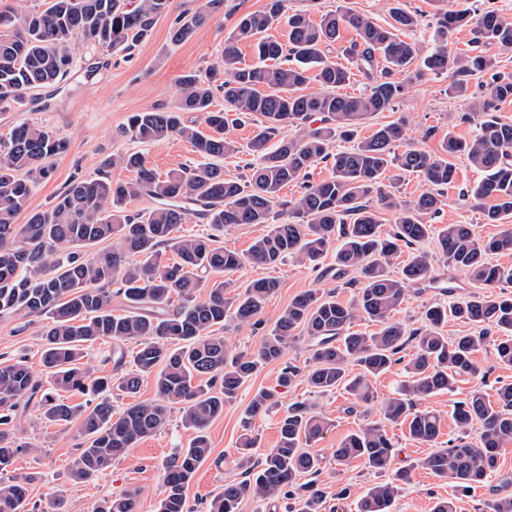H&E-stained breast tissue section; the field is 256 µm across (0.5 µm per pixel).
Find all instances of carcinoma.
I'll return each mask as SVG.
<instances>
[{
  "mask_svg": "<svg viewBox=\"0 0 512 512\" xmlns=\"http://www.w3.org/2000/svg\"><path fill=\"white\" fill-rule=\"evenodd\" d=\"M391 3L387 26L355 10L339 6L311 17L316 0H267L263 10L238 17L224 41L220 61L203 74L179 76L180 96L169 109L136 112L128 119L126 136L142 143L178 137L204 159L159 175L136 151L102 166L120 165L132 173L126 181L106 176L71 180L48 208L31 211L23 224L33 190L51 174V160L67 151L68 141L28 122L0 136V315L45 318L40 335L42 373L57 396L42 392L23 360L0 362V471L12 465L26 446L18 443L16 423L30 406L44 409L48 420L77 426L82 442L70 463L75 480L97 478L114 460L140 440L166 428L171 410L179 408L182 426L191 432L186 447L163 464V493L156 512H191L187 491L199 466L211 454L207 430L233 398L263 366L279 360L288 345L305 336L309 365L305 377L320 392L342 387L354 403L372 398L370 378L401 361L406 345L413 353L405 365L409 385L388 398L380 419L346 435L333 452L339 465L362 459L371 470H389L394 444L386 424L407 425L420 444L438 438L439 415L421 400L452 391L463 374L476 370L474 356L490 329L505 333L495 342L498 364L512 367V297L493 291L512 281V267L490 257L512 250V230L482 238L469 224H432L442 205L441 190L454 182L450 159L465 158L485 173L468 193L489 200L486 224L512 219V123L496 118L479 123L474 137L448 135L433 151L407 145L403 124H383L364 139L363 121L393 109L406 90L416 44L399 32L423 25L422 14ZM173 0H47L45 8L0 11V105L19 101L33 90L52 86L73 67L71 42L81 37L112 53H128L146 41L156 23L172 11ZM224 0H207L204 9L176 17L170 30L175 44L194 37ZM285 20L286 42L267 34ZM471 21L464 10L437 9L435 46L415 72L448 74V90L468 96V78H483L474 95L486 111L512 100V75L496 70L491 49L512 51V17L485 8L475 21L476 48L448 50V33ZM350 29L355 38L343 47L349 66L329 59V49ZM247 42L258 62H243L238 43ZM365 80L358 95L342 96L336 88L355 75ZM402 79H397V76ZM316 92L303 94L310 81ZM221 95L224 106L216 107ZM197 113L207 127L202 132L188 114ZM286 124L300 129L279 137ZM253 127L242 145L230 137L241 126ZM352 143L333 150L335 141ZM244 154L248 174L230 176L219 161ZM328 163L332 175L308 182L309 170ZM394 172L392 178L386 173ZM420 177L427 189L417 198L400 201L395 186L405 175ZM290 183L301 185L293 204L280 198ZM145 199L151 206L130 214L128 201ZM395 215L393 233L379 231L380 220L370 201ZM286 214L288 218L280 219ZM201 218L215 231L242 224H265L267 233L255 239L247 253L217 244L215 235H182L180 226ZM434 244L436 253L465 272L482 291L446 308L426 309L424 324L408 329L393 319L412 286L436 283L433 255L420 248ZM335 248L333 276L359 274L356 299L343 302L308 290L293 298L262 336L256 352H233L224 321L260 323L269 297L279 282L272 277L252 280L237 291L233 276L245 265L275 268L285 259L314 263ZM408 259L397 263L402 249ZM224 279L211 281L214 275ZM205 299H198L201 289ZM179 306L171 308L172 296ZM122 299L124 313H112V297ZM379 326L371 334L350 327L357 317ZM468 327L449 337L448 318ZM112 343L113 377H91L84 351L96 342ZM132 344V354L125 345ZM132 357L125 371L126 357ZM358 372L349 370L350 364ZM153 377L156 396L138 399L143 377ZM132 398L121 410L112 407V385ZM92 394L73 404L62 393ZM271 395L255 392L246 408L241 437L246 479L224 483L208 512H239L246 497L262 502L280 496L299 499L298 512H320L323 494L316 477L323 458L310 446L321 439L327 422L303 404L288 408L279 421V438L258 467L252 466L256 439L251 420L269 410ZM460 435L448 447L430 453L421 465L433 474L467 489L480 483L497 465L499 448L512 442V383L502 384L496 403L477 392L454 404ZM479 438L467 440L474 423ZM309 478L302 483L300 479ZM32 476L0 481V512H28ZM410 471L398 470L368 489L358 512H390ZM95 512H137L132 497L105 500Z\"/></svg>",
  "mask_w": 512,
  "mask_h": 512,
  "instance_id": "obj_1",
  "label": "carcinoma"
}]
</instances>
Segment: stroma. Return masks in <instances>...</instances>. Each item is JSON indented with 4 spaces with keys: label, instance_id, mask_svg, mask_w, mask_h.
Returning a JSON list of instances; mask_svg holds the SVG:
<instances>
[{
    "label": "stroma",
    "instance_id": "1",
    "mask_svg": "<svg viewBox=\"0 0 512 512\" xmlns=\"http://www.w3.org/2000/svg\"><path fill=\"white\" fill-rule=\"evenodd\" d=\"M265 4L266 0H224L223 9L209 24L181 44L171 42L173 19L165 17L156 24L150 38L129 56L106 52L79 37L73 39L74 70L69 79L29 93L18 107L0 109V135L8 133L16 124L29 122L69 142L68 150L54 158L50 177L33 191L28 208L48 207L75 178L106 174L115 181L128 179V171L121 166L106 169L101 166L104 159L127 152L143 153L161 174L197 162V154L186 142L171 138L141 144L123 135L122 130L132 113L172 107L179 97L178 77L189 71L206 72L221 58L224 39L235 18L261 10ZM449 83L448 76L431 73L412 81L394 110L367 119L358 130L359 136L367 137L380 125L401 121L405 124L406 141H421L434 150L447 135L473 137L485 116L512 123V101L496 104L485 113L478 99L450 94ZM453 164L456 178L442 193L443 205L437 223L469 224L484 237L500 233L501 225L483 222L482 202L466 194L467 188L481 179V171L463 158L454 159ZM433 265L439 286L409 288L405 301L393 313L394 319L408 328L421 326L426 306L448 305L476 291L468 276L449 266L443 258H435ZM271 274L279 286L267 300L259 324L239 325L230 320L225 323L224 333L230 336L236 351L256 350L267 327L295 296L307 290L332 294L344 302L357 294L356 287L333 279L324 263L315 269L288 259L272 269ZM41 346L38 323H24L17 315L0 316V358L23 359L37 372L41 369ZM308 357L306 339L297 340L281 360L264 366L225 403L223 415L208 429L212 454L197 470L188 491L193 512H207L210 500L226 481L242 480L245 469L238 462L237 448L243 431H251L257 440L254 458L264 457L278 440L281 416L295 403L306 404L313 412L323 415L328 423L324 437L313 446L314 452L323 459L317 478L319 488L325 493L321 512H358L359 499L381 476L360 460L345 466L336 465L332 452L350 432L378 420L382 402L398 391L406 375L402 365L396 364L372 378V402L358 405L352 404L344 389L322 393L300 376L288 385H280L283 366L290 363L306 367ZM474 360L475 373L463 375L453 391L437 393L425 401L426 406L440 414V431L434 445L413 441L406 426L388 425L387 431L395 445L391 468L395 471L408 469L412 477L391 512H432L440 500L454 502L456 512H488L487 502L500 494H512V443L501 448L497 472L484 484L467 491L419 465L432 450L445 448L449 440L457 438L458 429L452 417L455 401L476 390L493 401L497 398L499 384L512 382V368L497 363L493 343L482 346ZM260 388L273 393L275 404L269 412L255 417L250 428H243L244 411L253 392ZM16 435L27 450L18 455L10 473L17 477L33 476L29 500L37 504L38 512H95L103 500L130 494L137 500L138 512H155L162 495V463L189 438L188 431L181 425L180 412H172L165 430L130 448L95 481L77 483L69 475V463L78 442L76 428L66 429L49 423L39 408L32 407L19 420ZM57 490L62 491L64 499L59 510L54 508L50 498Z\"/></svg>",
    "mask_w": 512,
    "mask_h": 512
}]
</instances>
